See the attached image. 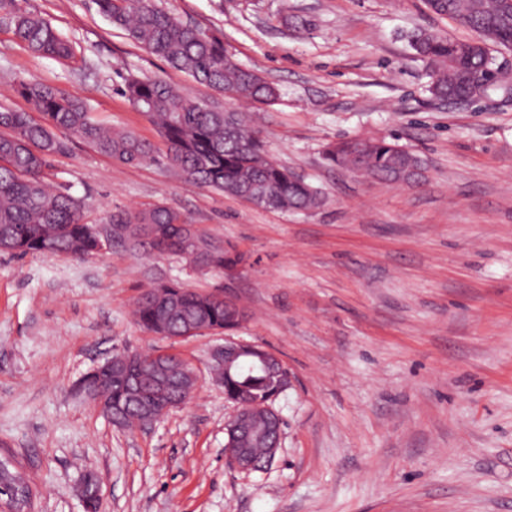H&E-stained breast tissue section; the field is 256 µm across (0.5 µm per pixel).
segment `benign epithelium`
Instances as JSON below:
<instances>
[{
  "label": "benign epithelium",
  "mask_w": 512,
  "mask_h": 512,
  "mask_svg": "<svg viewBox=\"0 0 512 512\" xmlns=\"http://www.w3.org/2000/svg\"><path fill=\"white\" fill-rule=\"evenodd\" d=\"M255 353L258 354V362L251 363L253 368L273 369L281 365L278 356L228 336L224 338V345L213 351L212 359L223 371L228 372L248 362V357ZM96 377L100 382L114 381L125 388L127 404L134 408L145 428L153 426L171 409L185 405L195 393L200 380L197 369L188 362L172 369H166L160 363L154 369L147 370L138 365L135 354L107 359L96 369ZM144 383L152 385V396L144 394ZM86 398L98 411L107 415L113 425L124 426V419L112 414L111 403L102 395L101 389L87 391ZM226 399L233 403V413L224 424V434L228 435V442L224 444L225 465L238 472L257 471L262 463L269 464L274 460L278 447L266 448L264 461L256 457L252 449L243 447L244 442L255 437L252 423L261 415L265 420L261 436H266L271 430L279 434L281 417L268 405L260 407L235 395H228ZM30 497L31 492L24 478L12 476L0 463V512H29Z\"/></svg>",
  "instance_id": "obj_1"
}]
</instances>
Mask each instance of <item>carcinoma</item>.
I'll return each mask as SVG.
<instances>
[{"instance_id": "1", "label": "carcinoma", "mask_w": 512, "mask_h": 512, "mask_svg": "<svg viewBox=\"0 0 512 512\" xmlns=\"http://www.w3.org/2000/svg\"><path fill=\"white\" fill-rule=\"evenodd\" d=\"M112 26L172 68L229 97L271 105L279 98L276 86L256 71L242 66L224 49L217 34L188 24L158 7L154 0H94ZM436 15L452 18L478 31L483 41H463L445 34L417 32L410 36L414 54L426 63L435 98L455 102L468 97L473 78L486 88L509 90L512 79L492 54L491 47L512 49V3L508 0H425ZM3 19L31 51L69 58L71 43L45 18L19 6L18 0H0ZM18 94L39 118L28 112L0 108V245L17 255L68 253L86 257L99 252L97 237L86 221L85 202L48 183L52 158L66 149L57 132H65L99 153L126 165L162 161L186 180L273 211H314L323 206L320 191L278 164L259 135L240 112L209 108L164 81L130 78L123 94L155 128L162 146L130 131L114 130L98 121L79 99L39 82H20ZM324 159L333 167L391 183H412L422 177L423 160L409 150L382 140L346 139L328 146ZM132 226V249L149 247L157 253L180 250L185 238L184 217L153 204L116 218ZM166 230L165 240H143L146 229ZM200 253L193 262L215 268L236 265L241 257L207 242L194 231ZM181 294L185 316L167 321V333L179 336L186 318L218 329L236 326L237 305L212 292L189 291L179 285L152 287L136 302L137 323L152 331L162 320L170 295ZM224 391L246 392L252 399L271 402L278 377L261 370H233L221 375ZM85 512H100L98 486L92 476L83 482Z\"/></svg>"}]
</instances>
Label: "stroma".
Segmentation results:
<instances>
[{
    "instance_id": "1",
    "label": "stroma",
    "mask_w": 512,
    "mask_h": 512,
    "mask_svg": "<svg viewBox=\"0 0 512 512\" xmlns=\"http://www.w3.org/2000/svg\"><path fill=\"white\" fill-rule=\"evenodd\" d=\"M156 2L221 36L279 101L259 109L193 82L92 0H20L73 55L34 54L0 24V105L30 111L17 85L42 82L155 143L121 88L163 80L254 115L270 154L325 203L265 210L69 139L52 178L90 221L161 203L243 260L228 274L117 242L84 258L0 253V460L25 477L33 512H84L88 473L101 512H512V101L435 99L408 43L419 29L474 31L424 0ZM342 138L398 142L424 160L423 182L329 166L323 149ZM162 281L222 290L250 314L233 338L287 367L269 469L224 464L231 405L209 371L223 335L173 340L134 321L136 299ZM167 350L202 381L150 428L114 427L81 391L112 354Z\"/></svg>"
}]
</instances>
